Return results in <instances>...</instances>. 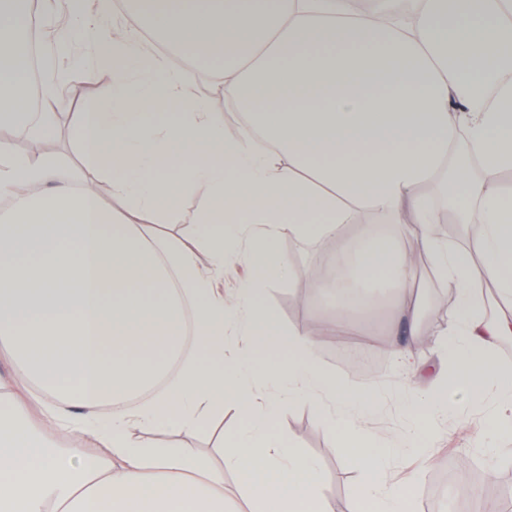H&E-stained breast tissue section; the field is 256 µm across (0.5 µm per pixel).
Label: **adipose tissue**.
<instances>
[{
	"label": "adipose tissue",
	"mask_w": 512,
	"mask_h": 512,
	"mask_svg": "<svg viewBox=\"0 0 512 512\" xmlns=\"http://www.w3.org/2000/svg\"><path fill=\"white\" fill-rule=\"evenodd\" d=\"M391 3L360 14L349 0H154L171 43L158 52L113 21L112 0H64L89 33L81 48L60 35L43 52L44 107L30 112L28 16L0 0L1 129L54 138L65 63L92 76L112 61L111 92L69 130L80 171L0 138V349L22 369L0 374V512H227L228 470L249 512H332L322 469L276 430L280 403L297 396L363 473L357 512H416L415 486L385 488L392 451L359 420L378 387L319 361L350 323L310 308L286 327L268 302L267 282L298 274L279 250L286 234L335 240L353 287L392 297L387 352L407 378L430 379L413 394L404 447L431 463L456 395L494 394L492 426L512 436V369L495 358L512 336V0ZM188 48L191 65L174 67ZM200 68L244 115L238 137L195 95ZM99 182L125 213L103 204ZM191 191V242L155 235ZM445 215L467 247L435 237ZM228 247L254 270L229 300L214 285ZM418 250L455 294L444 367L407 342L421 333L404 299ZM189 335L198 356L158 389ZM228 406L243 425L222 466L144 440L199 431ZM61 430L79 443H49Z\"/></svg>",
	"instance_id": "ef3b65f1"
}]
</instances>
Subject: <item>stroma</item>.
<instances>
[{
    "instance_id": "35a3bbf8",
    "label": "stroma",
    "mask_w": 512,
    "mask_h": 512,
    "mask_svg": "<svg viewBox=\"0 0 512 512\" xmlns=\"http://www.w3.org/2000/svg\"><path fill=\"white\" fill-rule=\"evenodd\" d=\"M67 84V99L60 107V126L68 128L75 112L84 100L105 93L111 86L112 74L100 71L95 77H86L79 66L69 65L63 72ZM432 257L418 253L415 267L417 289L410 295L419 310H431V320L422 328L423 335L437 338L448 319L442 311V300L447 296L445 284L434 279ZM304 279L270 283L268 301L282 324L299 322L304 312ZM384 327L372 326L365 332L380 360L374 370L365 366L343 363L320 352L324 367L347 378L355 386L376 385L381 389L378 407L368 413L365 423L379 437H402L410 428L411 412L402 386L404 376L393 361L382 356L386 341ZM484 406H476L455 397L448 403V415L439 421L440 432L434 444V463L429 471H420L417 461L407 449H396L389 461L387 481L394 484L415 482L418 488L417 510L425 512L427 504H434L437 512H448L449 505L465 485L480 487L485 512H512V448L503 450L496 461H489L483 453L472 448L474 432L482 422ZM241 418L233 408H225L222 417L213 419L196 433L166 432L150 435V442L171 448H190L202 454H211L220 436L231 435L240 425ZM281 433L289 437L324 471L325 496L332 502L335 512H355L356 493L363 477L351 465L341 439L333 429L321 425L316 412L306 401L295 400L284 404L280 416Z\"/></svg>"
}]
</instances>
